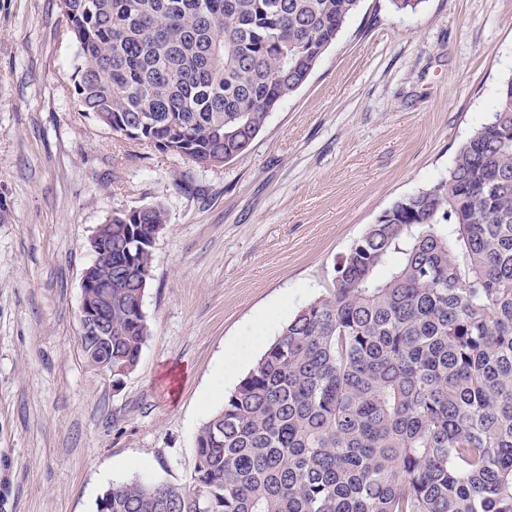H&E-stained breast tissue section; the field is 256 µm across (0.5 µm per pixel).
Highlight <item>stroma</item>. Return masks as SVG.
<instances>
[{
  "instance_id": "stroma-1",
  "label": "stroma",
  "mask_w": 512,
  "mask_h": 512,
  "mask_svg": "<svg viewBox=\"0 0 512 512\" xmlns=\"http://www.w3.org/2000/svg\"><path fill=\"white\" fill-rule=\"evenodd\" d=\"M66 26L59 0H0V512H97L115 483L189 484L225 394L369 224L447 176L512 78V0H361L250 147L207 169L77 111ZM157 201L151 334L116 384L81 348L88 241Z\"/></svg>"
}]
</instances>
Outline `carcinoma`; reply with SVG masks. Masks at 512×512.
Wrapping results in <instances>:
<instances>
[{
  "mask_svg": "<svg viewBox=\"0 0 512 512\" xmlns=\"http://www.w3.org/2000/svg\"><path fill=\"white\" fill-rule=\"evenodd\" d=\"M361 0H60L78 111L223 166L308 81ZM147 204L95 237L89 364L134 371ZM191 485L133 479L97 512H512V79L447 177L395 201L283 326L195 439Z\"/></svg>",
  "mask_w": 512,
  "mask_h": 512,
  "instance_id": "cac0c4a2",
  "label": "carcinoma"
}]
</instances>
